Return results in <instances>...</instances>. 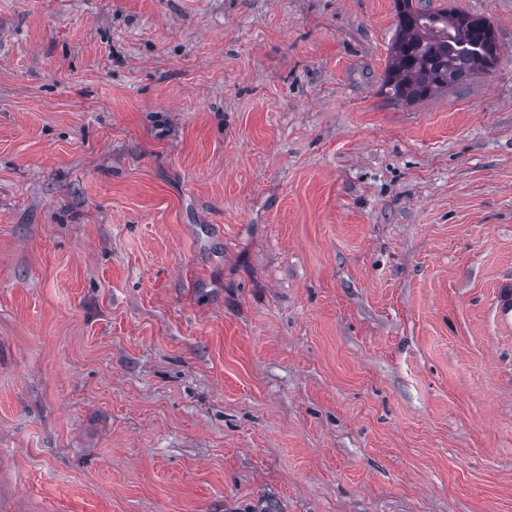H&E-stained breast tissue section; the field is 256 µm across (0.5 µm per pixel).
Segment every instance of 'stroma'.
Instances as JSON below:
<instances>
[{
	"label": "stroma",
	"mask_w": 512,
	"mask_h": 512,
	"mask_svg": "<svg viewBox=\"0 0 512 512\" xmlns=\"http://www.w3.org/2000/svg\"><path fill=\"white\" fill-rule=\"evenodd\" d=\"M403 105L394 0H0V512H512V0Z\"/></svg>",
	"instance_id": "stroma-1"
}]
</instances>
